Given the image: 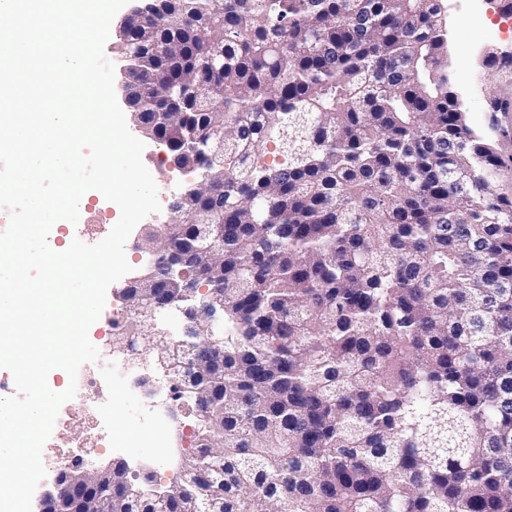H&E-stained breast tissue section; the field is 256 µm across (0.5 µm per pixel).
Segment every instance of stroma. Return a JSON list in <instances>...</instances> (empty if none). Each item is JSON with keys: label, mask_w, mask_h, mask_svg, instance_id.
I'll use <instances>...</instances> for the list:
<instances>
[{"label": "stroma", "mask_w": 512, "mask_h": 512, "mask_svg": "<svg viewBox=\"0 0 512 512\" xmlns=\"http://www.w3.org/2000/svg\"><path fill=\"white\" fill-rule=\"evenodd\" d=\"M510 22L512 14L501 10L498 0H485L482 16L454 30L448 41V77L463 104L470 127L497 149L503 166L496 189L512 199V113L491 108L492 98L512 100V36H507L503 30ZM489 50L496 52L499 62L487 69L482 59ZM117 218L111 202L103 199L89 204L84 220L67 229L66 234L68 238L94 244L108 235ZM105 427L123 446L116 455L99 449L91 456V463L101 464L115 457L129 463L155 459L164 482H172L179 476L182 453L187 447L180 438L181 424L168 422L171 443L166 451L160 450L152 427L129 431L122 429L115 420L106 421Z\"/></svg>", "instance_id": "35a3bbf8"}]
</instances>
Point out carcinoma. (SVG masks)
<instances>
[{
	"label": "carcinoma",
	"mask_w": 512,
	"mask_h": 512,
	"mask_svg": "<svg viewBox=\"0 0 512 512\" xmlns=\"http://www.w3.org/2000/svg\"><path fill=\"white\" fill-rule=\"evenodd\" d=\"M120 41L195 190L112 342L176 363L194 430L158 498L115 469L112 512H512V200L447 0H170ZM170 261L223 330L154 336Z\"/></svg>",
	"instance_id": "obj_1"
}]
</instances>
